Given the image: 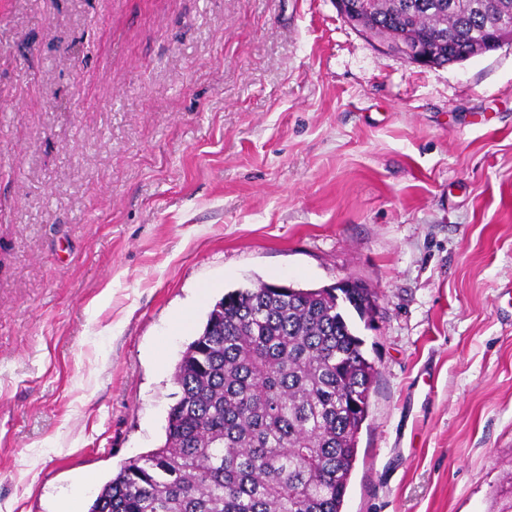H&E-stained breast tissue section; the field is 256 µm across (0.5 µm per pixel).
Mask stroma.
I'll return each mask as SVG.
<instances>
[{"mask_svg": "<svg viewBox=\"0 0 512 512\" xmlns=\"http://www.w3.org/2000/svg\"><path fill=\"white\" fill-rule=\"evenodd\" d=\"M346 279L377 374L344 512H501L512 44L429 69L333 0H0V512L90 473L88 512L161 445L225 292Z\"/></svg>", "mask_w": 512, "mask_h": 512, "instance_id": "stroma-1", "label": "stroma"}]
</instances>
